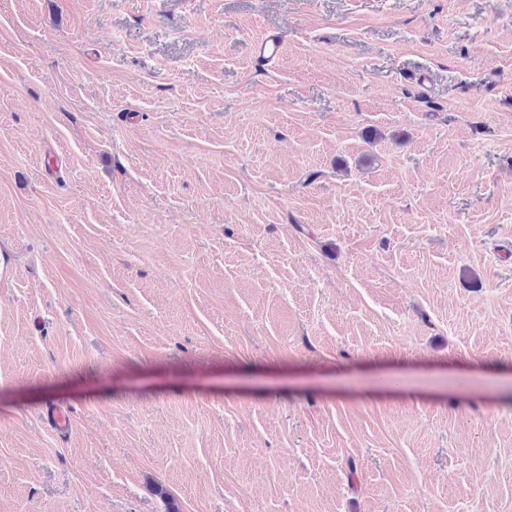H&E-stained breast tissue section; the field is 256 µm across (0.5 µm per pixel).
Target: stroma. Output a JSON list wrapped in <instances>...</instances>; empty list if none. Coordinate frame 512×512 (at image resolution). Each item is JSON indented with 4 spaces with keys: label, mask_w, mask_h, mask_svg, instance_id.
<instances>
[{
    "label": "stroma",
    "mask_w": 512,
    "mask_h": 512,
    "mask_svg": "<svg viewBox=\"0 0 512 512\" xmlns=\"http://www.w3.org/2000/svg\"><path fill=\"white\" fill-rule=\"evenodd\" d=\"M0 512H512V0H0Z\"/></svg>",
    "instance_id": "1"
}]
</instances>
